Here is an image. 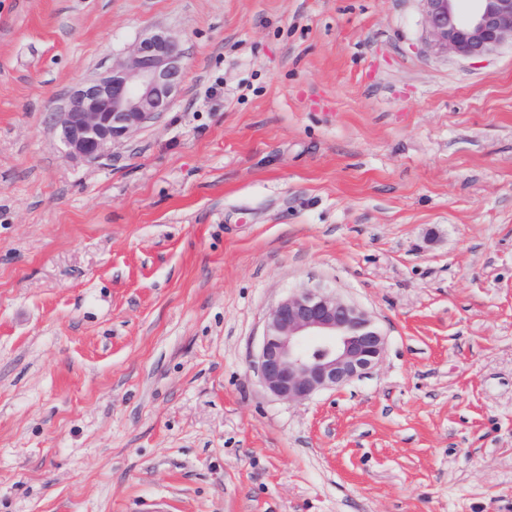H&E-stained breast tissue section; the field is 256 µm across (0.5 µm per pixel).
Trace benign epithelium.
Segmentation results:
<instances>
[{
	"label": "benign epithelium",
	"instance_id": "1",
	"mask_svg": "<svg viewBox=\"0 0 512 512\" xmlns=\"http://www.w3.org/2000/svg\"><path fill=\"white\" fill-rule=\"evenodd\" d=\"M428 47L469 59L512 41V0H420ZM183 52L165 31L138 38L112 68L81 84L53 114L59 139L86 163L167 112L183 77ZM385 337L368 315L322 287H303L270 311L254 368L264 388L288 403L362 377L381 361Z\"/></svg>",
	"mask_w": 512,
	"mask_h": 512
}]
</instances>
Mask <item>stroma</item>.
<instances>
[{
	"instance_id": "obj_1",
	"label": "stroma",
	"mask_w": 512,
	"mask_h": 512,
	"mask_svg": "<svg viewBox=\"0 0 512 512\" xmlns=\"http://www.w3.org/2000/svg\"><path fill=\"white\" fill-rule=\"evenodd\" d=\"M180 94L94 164L51 115L146 30ZM419 0H0V512H512V43ZM329 289L382 362L252 361ZM428 32V47L437 53L469 59L487 56L512 43V0H419ZM385 337L368 315L322 287H303L270 311L254 368L288 403L362 377L381 361Z\"/></svg>"
}]
</instances>
